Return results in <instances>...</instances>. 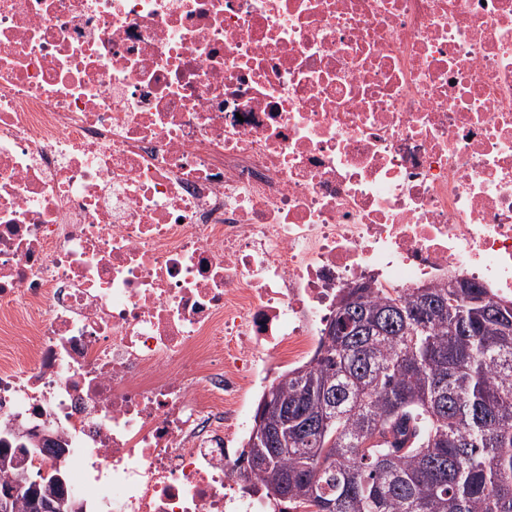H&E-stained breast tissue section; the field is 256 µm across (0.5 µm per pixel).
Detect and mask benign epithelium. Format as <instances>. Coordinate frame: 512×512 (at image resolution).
<instances>
[{
    "mask_svg": "<svg viewBox=\"0 0 512 512\" xmlns=\"http://www.w3.org/2000/svg\"><path fill=\"white\" fill-rule=\"evenodd\" d=\"M288 424V409L274 399L272 390L266 391V401L254 417L252 443H271L280 437ZM17 446L13 449L12 466L19 469L24 480L0 488V512H16L20 500H25L29 512H77L80 498L63 491V478L59 474L41 469L28 474V462L36 455L43 437L37 430L19 428L13 432Z\"/></svg>",
    "mask_w": 512,
    "mask_h": 512,
    "instance_id": "7a95c632",
    "label": "benign epithelium"
}]
</instances>
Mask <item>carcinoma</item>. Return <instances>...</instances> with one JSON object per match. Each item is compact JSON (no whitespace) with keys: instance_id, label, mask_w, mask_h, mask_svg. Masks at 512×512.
Segmentation results:
<instances>
[{"instance_id":"1","label":"carcinoma","mask_w":512,"mask_h":512,"mask_svg":"<svg viewBox=\"0 0 512 512\" xmlns=\"http://www.w3.org/2000/svg\"><path fill=\"white\" fill-rule=\"evenodd\" d=\"M351 322L278 380L294 423L239 477L280 512H512V303L362 288Z\"/></svg>"}]
</instances>
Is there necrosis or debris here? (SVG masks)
<instances>
[{
	"label": "necrosis or debris",
	"mask_w": 512,
	"mask_h": 512,
	"mask_svg": "<svg viewBox=\"0 0 512 512\" xmlns=\"http://www.w3.org/2000/svg\"><path fill=\"white\" fill-rule=\"evenodd\" d=\"M457 275L512 301V0H0V438L93 512H256L247 395Z\"/></svg>",
	"instance_id": "4bbe7bcc"
}]
</instances>
